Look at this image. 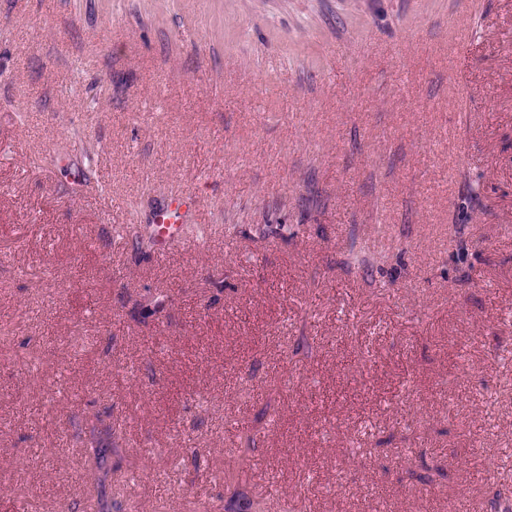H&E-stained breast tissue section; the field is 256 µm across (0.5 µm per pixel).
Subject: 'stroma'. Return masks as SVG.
<instances>
[{"instance_id":"1","label":"stroma","mask_w":512,"mask_h":512,"mask_svg":"<svg viewBox=\"0 0 512 512\" xmlns=\"http://www.w3.org/2000/svg\"><path fill=\"white\" fill-rule=\"evenodd\" d=\"M176 192L204 245L114 233ZM487 467L512 0H0V512H512Z\"/></svg>"}]
</instances>
